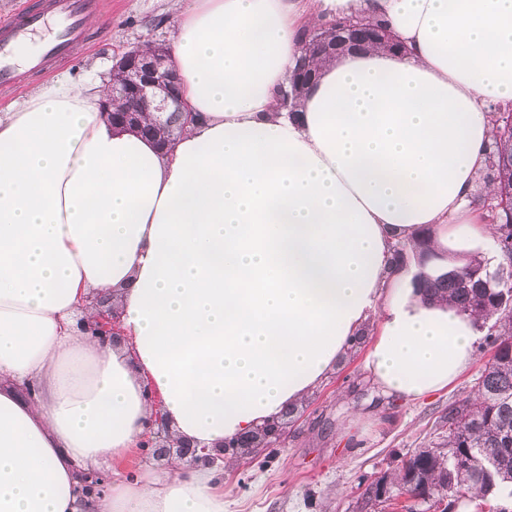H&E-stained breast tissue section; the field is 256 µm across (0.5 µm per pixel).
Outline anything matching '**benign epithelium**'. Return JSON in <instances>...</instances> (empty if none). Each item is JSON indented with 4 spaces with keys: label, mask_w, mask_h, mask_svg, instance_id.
<instances>
[{
    "label": "benign epithelium",
    "mask_w": 512,
    "mask_h": 512,
    "mask_svg": "<svg viewBox=\"0 0 512 512\" xmlns=\"http://www.w3.org/2000/svg\"><path fill=\"white\" fill-rule=\"evenodd\" d=\"M388 37L389 34L360 19L349 20L336 29V40L326 44V48L332 52L358 49L369 41L385 40ZM114 69L121 70L123 81L121 85L112 87V93L128 99L130 107L113 115L112 121L138 127L147 119L155 125L163 126L164 114L174 108L184 113L187 122L194 120L180 90L169 46L161 44L150 53L142 51L136 45L132 46L116 59ZM89 301L91 306L98 309L96 321L89 330L104 341L118 342L122 315L120 309L98 295L90 296ZM154 404L152 431L141 444L145 453L160 458L170 455L174 450L179 458L191 464L214 461L206 446L174 437L160 402L156 400ZM257 441L264 442L267 448L274 447L284 441L283 432L278 425L267 424L225 442L224 447L249 448ZM373 494L392 502L391 512H412L411 503L415 498L404 488L398 495L392 496L387 484L382 483L374 487Z\"/></svg>",
    "instance_id": "obj_1"
}]
</instances>
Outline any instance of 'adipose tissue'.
I'll list each match as a JSON object with an SVG mask.
<instances>
[{
    "instance_id": "obj_1",
    "label": "adipose tissue",
    "mask_w": 512,
    "mask_h": 512,
    "mask_svg": "<svg viewBox=\"0 0 512 512\" xmlns=\"http://www.w3.org/2000/svg\"><path fill=\"white\" fill-rule=\"evenodd\" d=\"M181 2L198 119L169 149L112 126L89 78L0 113V512H224L218 468L123 472L153 400L175 437L223 444L309 395L375 311L385 395L424 398L475 356V319L425 304L393 246L492 232L469 203L490 106L512 101V0ZM358 16L402 52L337 56L289 114L303 33ZM93 292L121 342L80 329Z\"/></svg>"
}]
</instances>
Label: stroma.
Instances as JSON below:
<instances>
[{"label":"stroma","mask_w":512,"mask_h":512,"mask_svg":"<svg viewBox=\"0 0 512 512\" xmlns=\"http://www.w3.org/2000/svg\"><path fill=\"white\" fill-rule=\"evenodd\" d=\"M178 0H100L90 25L97 42L78 43L68 64L51 75L26 74V89L0 87V112L64 76L107 77L113 59L130 46L171 42ZM378 316L362 328L364 338L300 404L280 420L287 438L276 448H230L224 453V500L228 512H385L366 506L367 487L395 481L418 449L448 441L449 403L466 399L492 351L482 324L475 358L456 383L420 401L382 395L366 367Z\"/></svg>","instance_id":"stroma-1"}]
</instances>
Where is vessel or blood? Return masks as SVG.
I'll list each match as a JSON object with an SVG mask.
<instances>
[{
    "mask_svg": "<svg viewBox=\"0 0 512 512\" xmlns=\"http://www.w3.org/2000/svg\"><path fill=\"white\" fill-rule=\"evenodd\" d=\"M98 6L99 0H34L14 20L0 25V83H18V49L31 33L44 26H52L53 32L33 57L34 72L63 60L72 44L86 39L84 23Z\"/></svg>",
    "mask_w": 512,
    "mask_h": 512,
    "instance_id": "b4317fda",
    "label": "vessel or blood"
}]
</instances>
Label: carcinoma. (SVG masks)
<instances>
[{"instance_id": "obj_1", "label": "carcinoma", "mask_w": 512, "mask_h": 512, "mask_svg": "<svg viewBox=\"0 0 512 512\" xmlns=\"http://www.w3.org/2000/svg\"><path fill=\"white\" fill-rule=\"evenodd\" d=\"M319 35L336 38V23L309 31L312 48L300 62L315 77L317 64L336 58L319 46ZM492 124L490 220L506 265L492 270L474 258L416 277L427 299L445 298L461 314L495 320L487 337L493 356L475 382L473 399L448 404V450H418L397 477L396 484L409 487L422 504L439 488L463 494L465 504H512V127L497 111Z\"/></svg>"}]
</instances>
